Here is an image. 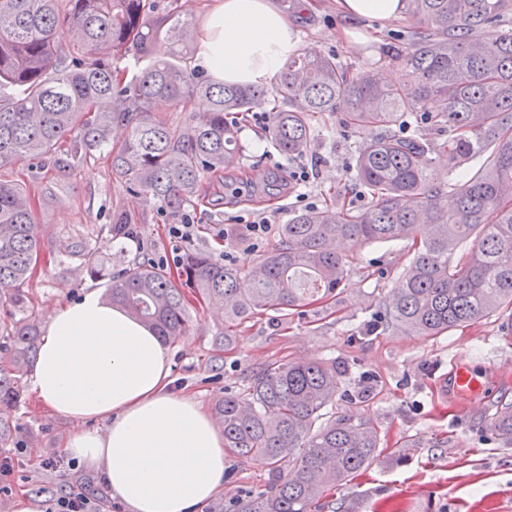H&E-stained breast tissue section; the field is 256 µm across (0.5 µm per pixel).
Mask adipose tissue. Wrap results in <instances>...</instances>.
Returning <instances> with one entry per match:
<instances>
[{
  "mask_svg": "<svg viewBox=\"0 0 512 512\" xmlns=\"http://www.w3.org/2000/svg\"><path fill=\"white\" fill-rule=\"evenodd\" d=\"M196 45L213 79L263 86L299 37L273 0H214ZM31 391L53 414L103 423L64 448L130 512H202L228 478L224 438L204 404L174 391L166 346L98 290L48 317Z\"/></svg>",
  "mask_w": 512,
  "mask_h": 512,
  "instance_id": "obj_1",
  "label": "adipose tissue"
}]
</instances>
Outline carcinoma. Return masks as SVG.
Listing matches in <instances>:
<instances>
[{
	"label": "carcinoma",
	"instance_id": "carcinoma-1",
	"mask_svg": "<svg viewBox=\"0 0 512 512\" xmlns=\"http://www.w3.org/2000/svg\"><path fill=\"white\" fill-rule=\"evenodd\" d=\"M414 23L405 47L389 48L406 71L402 86L355 73L334 55L288 58L270 90L215 84L188 66L190 22L161 0H0V168L57 152L67 136L84 156L107 151L115 179L180 211L206 180L236 166L230 117L272 97L268 128L278 150L302 156L314 121L342 112L366 133L357 153L362 209L327 204L294 214L278 240L247 270L190 251L183 276L208 303L224 308L217 351L238 327L262 313L286 315L317 301L330 305L352 258L337 243L410 240L415 252L384 302V325L403 335L439 336L493 313L512 316V30L496 31L512 0H403ZM135 51L148 61L128 82L117 63ZM209 102L184 125L152 108L158 98L186 108ZM417 115L435 136L397 127ZM465 179L442 183L435 158ZM33 201L0 180V304L26 308L22 285L40 253L32 234ZM81 268L109 280V299L175 344L190 323L172 274L138 263L114 276L102 252L81 242ZM28 309V308H26ZM41 331L34 308L0 332V445L13 439L23 376L37 358ZM336 363L272 360L244 388L216 405L224 449L239 459L266 458L265 488L246 491L211 512H312L321 498L376 455L373 420L336 409ZM491 432L512 447V402H502Z\"/></svg>",
	"mask_w": 512,
	"mask_h": 512
}]
</instances>
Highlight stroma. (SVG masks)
Here are the masks:
<instances>
[{
    "label": "stroma",
    "instance_id": "stroma-1",
    "mask_svg": "<svg viewBox=\"0 0 512 512\" xmlns=\"http://www.w3.org/2000/svg\"><path fill=\"white\" fill-rule=\"evenodd\" d=\"M276 2L298 31L300 51L330 53L352 70H371L396 85L405 82L404 70L387 49L404 33L406 18H348L336 0H313L305 13L298 11L295 0ZM237 135L238 167L248 172L254 192L210 195L183 212L130 193L113 178L106 158H86L69 142L61 148L63 165L40 158L0 169V178L17 181L34 200L41 251L25 288L40 316L78 300L87 289L106 285L80 272V259L71 252L77 241L99 246L115 271L134 260L162 264L190 248L219 259L231 254L233 266L248 269L276 243L280 224L305 204L322 206L330 191L355 181L357 148L364 138L363 132L345 125L339 112L315 122L311 148L301 158L283 155L260 128L248 123L238 124ZM300 164L314 169L305 188L306 202H299L290 189L264 195L271 176H287ZM263 212L275 218L259 241L249 239L244 226L227 222L231 216ZM187 215L194 220L192 240L171 239L168 225L181 223ZM118 216L134 224L136 239L109 243L107 227ZM223 222L229 231L225 240L216 231ZM412 254L407 241L354 248L334 313L311 306L275 320L256 316L239 329L217 372L210 364L224 313L187 292L192 323L170 347L173 386L210 408L225 393L242 389L250 371L267 360L335 361L342 391L354 394L370 388L369 398L353 410L376 422L380 444L369 466L322 498L321 512L338 507L347 512H512V447L502 446L489 429L499 400H512V319L495 313L439 336H405L385 329L364 333L366 325L379 321L384 299ZM453 357L471 365L485 381L484 393L461 399L445 386ZM79 429L78 423L46 415L31 393H24L13 440L9 448L0 447V458L9 457L13 465L8 481L0 483V506L25 495L37 512H45L49 500L83 488L89 471L62 450L63 442ZM230 470L217 500L233 499L244 489H262L269 465L260 458H234Z\"/></svg>",
    "mask_w": 512,
    "mask_h": 512
}]
</instances>
